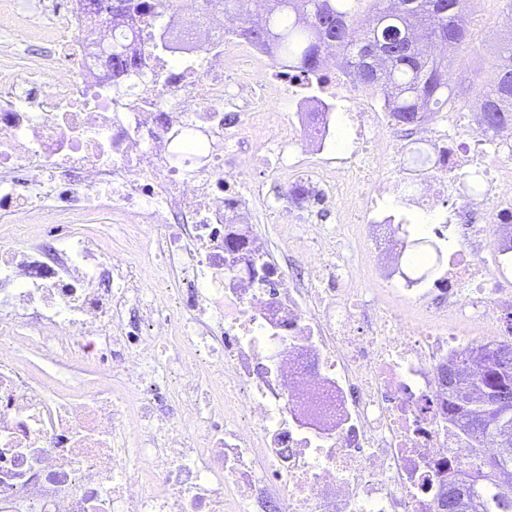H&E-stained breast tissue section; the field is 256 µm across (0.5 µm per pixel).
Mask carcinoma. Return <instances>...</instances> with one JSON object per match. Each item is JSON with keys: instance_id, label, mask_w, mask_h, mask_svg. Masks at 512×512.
<instances>
[{"instance_id": "1", "label": "carcinoma", "mask_w": 512, "mask_h": 512, "mask_svg": "<svg viewBox=\"0 0 512 512\" xmlns=\"http://www.w3.org/2000/svg\"><path fill=\"white\" fill-rule=\"evenodd\" d=\"M364 0H274L267 16L253 22L248 0H196L198 10L224 11L240 21L235 35L269 48L278 57L276 65L305 84L324 83L319 69L322 53L350 61L347 75L356 88L375 89L389 116L400 126H410L433 112H442L465 99V91L448 71V59L424 53L407 34L428 31L436 41L457 50L473 43L475 31L456 22L461 0H403L399 13H392L387 0H371L376 11L375 26L356 34L355 20ZM135 19L147 14L160 18L174 9L173 0H132ZM112 72L119 75L136 66V60L117 42L110 49ZM483 112L481 133L489 137L503 123L512 122V40L498 52L489 79L477 95ZM411 250L407 261L423 262L418 281L432 279L443 263L442 247L427 237L403 241ZM494 369L485 377L489 386L512 384V373L500 371L502 362L512 363V341L486 349ZM469 384L457 381L448 390V422L457 426L466 448L476 451L498 441L495 422L498 411L470 401ZM459 499V512H512V494H499L484 485L494 475L476 466L448 467Z\"/></svg>"}]
</instances>
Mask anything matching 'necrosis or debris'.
Instances as JSON below:
<instances>
[{
	"instance_id": "obj_1",
	"label": "necrosis or debris",
	"mask_w": 512,
	"mask_h": 512,
	"mask_svg": "<svg viewBox=\"0 0 512 512\" xmlns=\"http://www.w3.org/2000/svg\"><path fill=\"white\" fill-rule=\"evenodd\" d=\"M168 28L165 58L141 22L143 71L115 80L98 53L121 29L0 0V506L438 512L468 462L438 372L512 316L489 270L512 239V126L402 129L353 88L346 160L313 165L328 103L281 111L288 76L223 14L186 6ZM262 146L294 153L275 206L243 184ZM418 148L438 166L416 204L464 243L430 288L368 219ZM472 168L483 191L452 201L449 173ZM161 359L177 385L149 377Z\"/></svg>"
}]
</instances>
